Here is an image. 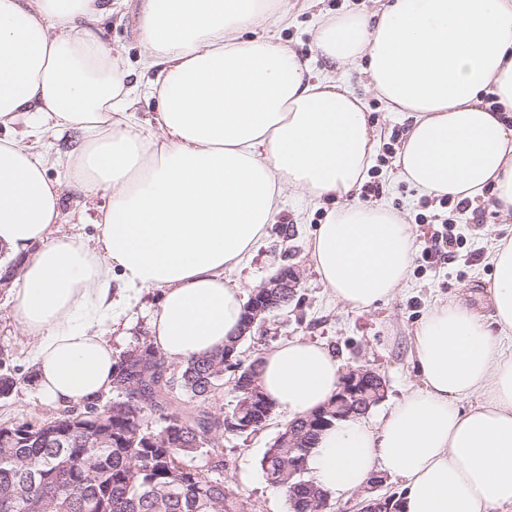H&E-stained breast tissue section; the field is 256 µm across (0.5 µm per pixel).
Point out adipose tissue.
I'll return each mask as SVG.
<instances>
[{"label":"adipose tissue","mask_w":512,"mask_h":512,"mask_svg":"<svg viewBox=\"0 0 512 512\" xmlns=\"http://www.w3.org/2000/svg\"><path fill=\"white\" fill-rule=\"evenodd\" d=\"M111 11L112 0H0V249L25 257L11 302L39 400L69 408L111 390L114 312L145 290L160 292L148 331L167 362L229 343L245 299L226 274L248 265L289 189L341 202L309 244L331 296L360 312L392 300L412 230L351 198L376 152L361 98L257 35L287 24L288 0H141L133 65L92 29ZM313 39L331 67L366 59L368 86L410 118L406 181L430 197L491 193L512 217V0H383L321 21ZM143 99L155 108L141 119ZM67 133L55 159L41 141ZM69 182L110 198L95 236L59 229ZM491 261L493 323L460 299L435 305L410 339L417 385L378 423L320 434L307 467L329 495L388 473L404 481L401 512L512 507V237ZM341 377L330 349L299 337L259 368L289 420L325 406Z\"/></svg>","instance_id":"adipose-tissue-1"}]
</instances>
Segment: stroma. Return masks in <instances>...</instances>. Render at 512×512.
Returning a JSON list of instances; mask_svg holds the SVG:
<instances>
[{"mask_svg":"<svg viewBox=\"0 0 512 512\" xmlns=\"http://www.w3.org/2000/svg\"><path fill=\"white\" fill-rule=\"evenodd\" d=\"M293 10L288 23L267 28V35L280 38L295 52L311 61L313 74H321L323 65L313 39L320 17L346 10L372 12L376 0H288ZM139 0H124L119 10L101 18L94 28L108 47L120 51L129 62H136L142 47L135 36ZM364 60L339 69L338 74L360 98L369 114L377 155L384 156V146L394 132L406 131L408 124L400 114L389 111L366 86ZM376 180L381 186L378 204L392 209L411 224L415 239H423L429 225L416 221L418 213L433 214V207L422 204L421 194L402 179L396 159L379 164ZM482 215L464 226L466 237L462 250L472 253L471 262L462 257L426 263L413 258L408 278L390 302L364 312H355L336 303L314 269L307 251L326 206L312 205L303 194L288 190L281 211L258 245L248 268L238 273L246 293H253L281 271L299 273L301 285L283 309L271 313L264 324L253 327L242 338L238 349L242 360L263 356L275 344L293 337L325 344L336 354L342 366L365 365L376 369L385 380V399L367 414L377 419L391 401L401 398L416 385L415 371L409 357V338L439 301L463 298L469 305L492 318L487 303L493 280L491 249L494 238L512 237V221L504 219L492 205L491 196L480 197ZM22 267L15 260L0 267V368L10 371L16 386L8 397H0V425L37 424L55 417L56 409L42 405L35 395L33 373L26 363L29 340L11 314L9 299L18 285ZM159 299L158 291L145 293L131 311L117 315L118 333L112 338L115 350L125 351L137 337L147 333V317ZM284 425L282 414L272 418L258 431L224 438V470L220 477L227 491L243 503L246 512H288L284 493L269 484L260 461Z\"/></svg>","mask_w":512,"mask_h":512,"instance_id":"stroma-1","label":"stroma"}]
</instances>
